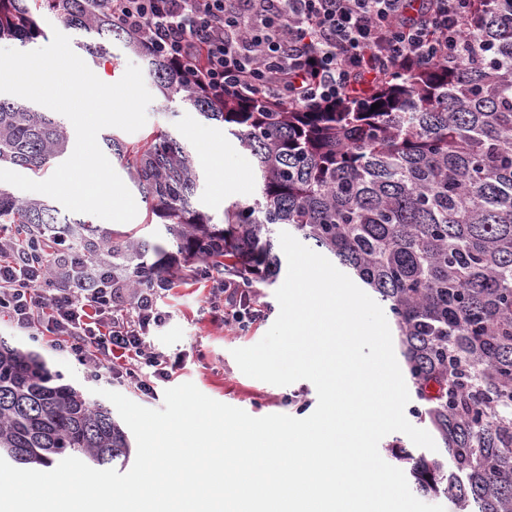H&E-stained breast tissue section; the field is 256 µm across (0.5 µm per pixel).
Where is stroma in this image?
I'll return each mask as SVG.
<instances>
[{"instance_id": "35a3bbf8", "label": "stroma", "mask_w": 512, "mask_h": 512, "mask_svg": "<svg viewBox=\"0 0 512 512\" xmlns=\"http://www.w3.org/2000/svg\"><path fill=\"white\" fill-rule=\"evenodd\" d=\"M166 128L187 134L188 142L195 150L201 171L200 185L194 198L196 207L219 216L226 203L253 198V159L235 142L225 140L223 162L226 170L246 175L247 183L244 191L220 197L211 181L205 153L207 137H223V126L205 121L197 113L176 109L161 95H154L147 108V122L141 130L125 134L124 139L136 142L142 136ZM211 286V279L198 275L174 281L171 289L162 295L159 308L165 312L167 321L164 327L153 331L151 340L158 351L171 358H181L182 365L170 382L159 383V395L137 397V404L150 409L163 408L162 392L167 386L190 382L210 398L243 409L255 417L269 414H286L295 418L309 416L318 402L316 389L310 381L275 386L248 377L240 371L231 354L232 349L260 341L276 320L279 304L275 298V285L255 283L252 296L262 306L265 316L246 333L225 329L221 314L204 310L203 302Z\"/></svg>"}]
</instances>
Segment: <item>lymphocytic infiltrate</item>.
<instances>
[{
    "mask_svg": "<svg viewBox=\"0 0 512 512\" xmlns=\"http://www.w3.org/2000/svg\"><path fill=\"white\" fill-rule=\"evenodd\" d=\"M110 0L112 16L216 96L232 90L265 107L351 102L382 66L454 62L468 37L472 0ZM207 297L226 326L260 319L236 282L217 276ZM157 288L130 294L100 272L76 285L73 266L53 272L39 253L0 231V321L68 355L92 381L123 379L150 394L179 366L151 345L166 315Z\"/></svg>",
    "mask_w": 512,
    "mask_h": 512,
    "instance_id": "lymphocytic-infiltrate-1",
    "label": "lymphocytic infiltrate"
}]
</instances>
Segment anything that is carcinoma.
Masks as SVG:
<instances>
[{"label":"carcinoma","instance_id":"carcinoma-1","mask_svg":"<svg viewBox=\"0 0 512 512\" xmlns=\"http://www.w3.org/2000/svg\"><path fill=\"white\" fill-rule=\"evenodd\" d=\"M472 37L450 68L392 70L358 104L257 110L202 86L112 19L106 0H0V39L26 47L52 15L82 35L92 62L139 57L167 102L224 126L253 159L258 194L194 206L200 172L170 131L130 144L104 137L176 248L60 216L45 200L0 187V223L38 242L54 270L59 248L105 263L131 288H160L202 265L243 288L273 283L286 231L336 259L393 322L418 405L444 454L391 446L421 494L456 512H512V0H474ZM380 107L372 109V104ZM66 124L0 97V163L33 173L63 157ZM82 455L125 466L127 435L101 400L63 382L34 350L0 336V457L19 469Z\"/></svg>","mask_w":512,"mask_h":512}]
</instances>
